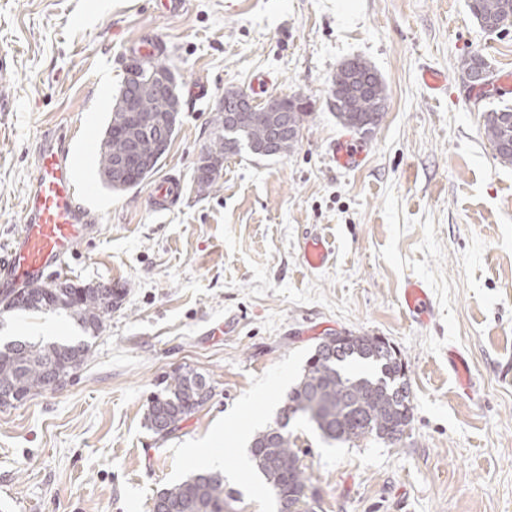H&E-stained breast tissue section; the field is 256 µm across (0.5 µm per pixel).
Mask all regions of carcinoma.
Segmentation results:
<instances>
[{
	"mask_svg": "<svg viewBox=\"0 0 512 512\" xmlns=\"http://www.w3.org/2000/svg\"><path fill=\"white\" fill-rule=\"evenodd\" d=\"M469 10L481 28L512 22V0H469ZM154 67L165 71L173 94L167 99L155 97L144 87V104L148 112H161L172 107L180 97L176 76L170 66L149 58ZM488 67L485 59L473 54L462 61L466 81L475 83L479 70ZM386 100L381 76L368 63L353 59L342 63L333 82L332 105L336 119L349 130L369 135L383 122L385 109L378 102ZM217 135L206 153L234 155L266 136L273 137L261 115L229 132L224 131V112L215 117ZM131 127L120 99H115L104 131L99 158V174L105 187L124 191L143 183L151 173L125 183L114 184L108 178L112 157L125 147L124 136ZM484 135L504 163H512V107L505 106L488 113ZM25 292L32 297L50 296L46 310H62L86 334L77 342H32L17 339L0 346V390L18 397L52 389L60 377H69L91 354L90 340L101 331L111 316L112 307L125 294V289H112V298L103 300L98 286L76 287L59 282L57 287L31 285ZM200 373H176L165 381L147 405L145 426L160 439L175 432L182 421L194 414L211 396L210 382H200ZM313 423L321 433L333 440L354 442L374 438L385 443L400 442L409 428L413 414L411 391L406 370L397 352L388 349L376 336L359 335L351 343L333 345L318 343L310 356L299 382L288 393L287 408L275 425L257 433L250 452L257 469L264 475L278 503V512H317L318 499L308 495V478L294 450L288 432V407ZM224 476L212 472L196 473L181 483L160 490L154 498L157 512H227Z\"/></svg>",
	"mask_w": 512,
	"mask_h": 512,
	"instance_id": "1",
	"label": "carcinoma"
}]
</instances>
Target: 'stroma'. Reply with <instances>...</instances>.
Segmentation results:
<instances>
[{
  "label": "stroma",
  "mask_w": 512,
  "mask_h": 512,
  "mask_svg": "<svg viewBox=\"0 0 512 512\" xmlns=\"http://www.w3.org/2000/svg\"><path fill=\"white\" fill-rule=\"evenodd\" d=\"M142 40L180 87L156 174L183 191L165 212L148 180L89 198L101 222L68 279L126 294L61 389L0 408V512H151L158 491L198 472L191 449L218 440L234 467L315 346L349 331L399 351L413 420L394 445L327 441L291 420L322 512H512V164L484 136L512 90L472 97L461 72L475 52L489 76L512 71V24L485 32L467 0H185L178 15L157 0H0V242L24 222L42 133L102 134ZM352 58L379 71L387 108L347 169L333 159L349 131L331 89ZM428 66L447 74L446 94L422 84ZM229 90L299 95L310 112L287 155L228 157L204 195L196 166ZM315 234L334 249L320 269L302 255ZM411 280L428 292L423 324L401 305ZM23 336L81 332L62 312L0 311V338ZM178 370L205 375L212 396L161 440L144 412ZM225 488L230 512H277L257 469Z\"/></svg>",
  "instance_id": "obj_1"
}]
</instances>
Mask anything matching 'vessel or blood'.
<instances>
[{
	"label": "vessel or blood",
	"instance_id": "obj_1",
	"mask_svg": "<svg viewBox=\"0 0 512 512\" xmlns=\"http://www.w3.org/2000/svg\"><path fill=\"white\" fill-rule=\"evenodd\" d=\"M363 149L348 139L336 146V164L342 168L358 166ZM85 195L96 192L86 185ZM72 153L63 130L45 133L36 153L35 177L28 191L26 221L16 235L0 246V287L16 288L64 277L68 261L98 231V217L77 200ZM178 194L172 175L161 177L150 196L156 210L169 209ZM329 250L319 236L307 238L303 257L314 269L328 261ZM403 306L411 317L426 321L431 313L427 292L421 282L407 283Z\"/></svg>",
	"mask_w": 512,
	"mask_h": 512
}]
</instances>
